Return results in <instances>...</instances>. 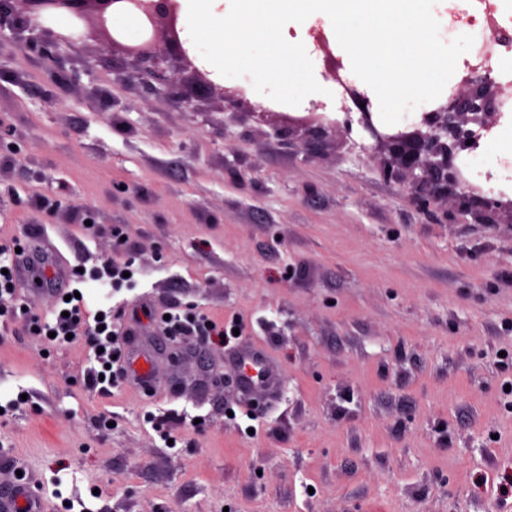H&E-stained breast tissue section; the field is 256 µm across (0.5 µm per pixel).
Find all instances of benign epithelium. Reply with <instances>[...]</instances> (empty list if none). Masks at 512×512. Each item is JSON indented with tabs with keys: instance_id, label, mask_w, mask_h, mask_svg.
<instances>
[{
	"instance_id": "7a95c632",
	"label": "benign epithelium",
	"mask_w": 512,
	"mask_h": 512,
	"mask_svg": "<svg viewBox=\"0 0 512 512\" xmlns=\"http://www.w3.org/2000/svg\"><path fill=\"white\" fill-rule=\"evenodd\" d=\"M120 10L134 12L141 19L144 35L140 42L122 46L110 33L108 24ZM61 14L70 18L71 29L68 35H54L53 44L58 49L73 44L86 28L107 44L122 46L127 55L144 65L148 76L155 73L163 56L172 53L182 59L199 83L213 87L206 74L194 66L182 41L177 0H0V37L9 31L23 47L53 35L42 22H51ZM345 90L361 105L359 123L387 152L381 167L383 175L410 181L413 195L423 208L448 197V192L460 185L462 175L454 164L455 157L477 148L480 131L494 127L501 106L491 79L470 78L448 95L445 105L423 116L422 125L427 130H392L375 124L367 96L350 85ZM458 208L491 224L500 212L507 209L512 213V203L475 192L458 196Z\"/></svg>"
}]
</instances>
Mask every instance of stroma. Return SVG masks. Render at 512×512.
Masks as SVG:
<instances>
[{"instance_id":"stroma-1","label":"stroma","mask_w":512,"mask_h":512,"mask_svg":"<svg viewBox=\"0 0 512 512\" xmlns=\"http://www.w3.org/2000/svg\"><path fill=\"white\" fill-rule=\"evenodd\" d=\"M290 33L331 98L261 103L200 63L219 96L175 56L147 81L94 35L0 39V262L37 227L44 273L0 325V494L32 483L45 512H512V214L421 210L360 125L321 133L347 116L350 59L321 19ZM107 261L133 287L88 278L84 303L130 329L147 395L87 388L83 339L28 322L50 320L56 268ZM174 309L241 336L164 335ZM249 345L273 391L238 387Z\"/></svg>"}]
</instances>
